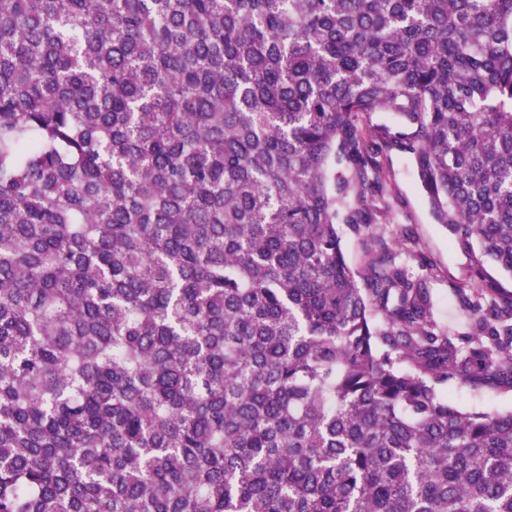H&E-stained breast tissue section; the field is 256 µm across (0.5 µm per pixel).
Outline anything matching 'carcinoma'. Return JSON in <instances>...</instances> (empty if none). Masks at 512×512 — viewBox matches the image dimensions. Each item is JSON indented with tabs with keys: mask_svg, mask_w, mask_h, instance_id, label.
Returning a JSON list of instances; mask_svg holds the SVG:
<instances>
[{
	"mask_svg": "<svg viewBox=\"0 0 512 512\" xmlns=\"http://www.w3.org/2000/svg\"><path fill=\"white\" fill-rule=\"evenodd\" d=\"M393 148L512 275V0H0V512H512L437 390L512 388V303L463 356L342 249Z\"/></svg>",
	"mask_w": 512,
	"mask_h": 512,
	"instance_id": "carcinoma-1",
	"label": "carcinoma"
}]
</instances>
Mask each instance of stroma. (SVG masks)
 Instances as JSON below:
<instances>
[{"label":"stroma","mask_w":512,"mask_h":512,"mask_svg":"<svg viewBox=\"0 0 512 512\" xmlns=\"http://www.w3.org/2000/svg\"><path fill=\"white\" fill-rule=\"evenodd\" d=\"M382 163V195L390 210L378 218L380 237L400 253L413 274L423 275L431 298L432 318L440 332L457 346L468 348L473 327L460 287L481 274L486 284L511 294L512 276L481 258L478 250L460 246L448 227L434 222L407 155L393 151L383 157ZM439 390L467 410H512V390L492 383L474 385L451 379L440 384Z\"/></svg>","instance_id":"obj_1"}]
</instances>
